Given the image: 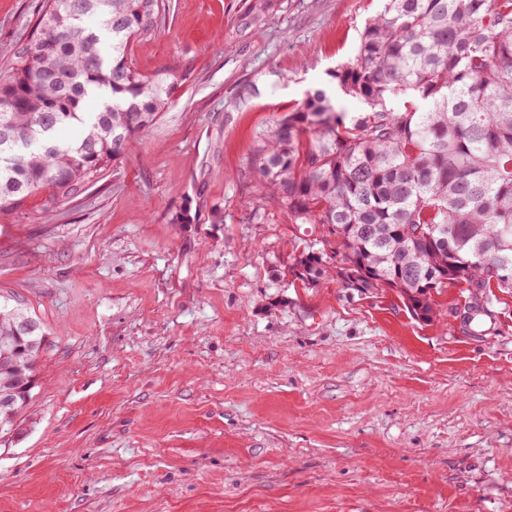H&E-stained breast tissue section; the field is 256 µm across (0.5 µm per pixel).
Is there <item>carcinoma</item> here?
Returning a JSON list of instances; mask_svg holds the SVG:
<instances>
[{"mask_svg":"<svg viewBox=\"0 0 512 512\" xmlns=\"http://www.w3.org/2000/svg\"><path fill=\"white\" fill-rule=\"evenodd\" d=\"M162 11L163 0H45L0 77V214L44 191L75 198L157 124L184 77L141 74L130 44ZM331 77L364 109L308 90L258 137L248 170L257 211L321 230L291 272L308 285L333 273L354 296L391 291L423 323L447 287L489 311L512 293V0H382ZM22 319L35 329L18 339ZM49 347L30 310L0 303V390L14 389L1 439L34 398L13 383L14 361L35 378Z\"/></svg>","mask_w":512,"mask_h":512,"instance_id":"obj_1","label":"carcinoma"}]
</instances>
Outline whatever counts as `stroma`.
I'll return each instance as SVG.
<instances>
[{"label": "stroma", "instance_id": "stroma-1", "mask_svg": "<svg viewBox=\"0 0 512 512\" xmlns=\"http://www.w3.org/2000/svg\"><path fill=\"white\" fill-rule=\"evenodd\" d=\"M130 49L185 81L73 200L0 214V301L52 348L0 441V512H512V294L411 319L286 273L257 136L328 87L381 0H167ZM43 0H0V75Z\"/></svg>", "mask_w": 512, "mask_h": 512}]
</instances>
